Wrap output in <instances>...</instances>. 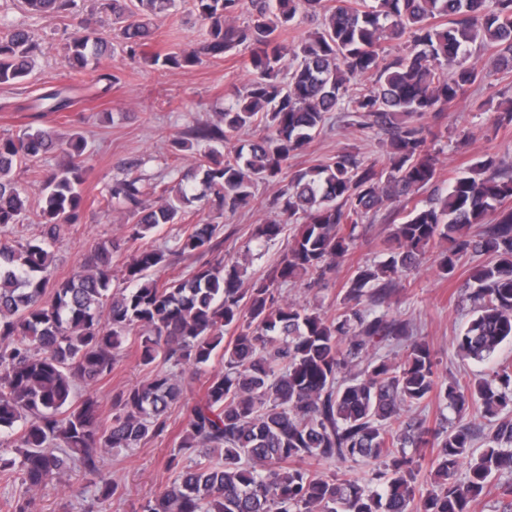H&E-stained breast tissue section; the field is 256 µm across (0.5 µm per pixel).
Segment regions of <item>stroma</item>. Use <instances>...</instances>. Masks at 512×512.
I'll list each match as a JSON object with an SVG mask.
<instances>
[{
	"label": "stroma",
	"mask_w": 512,
	"mask_h": 512,
	"mask_svg": "<svg viewBox=\"0 0 512 512\" xmlns=\"http://www.w3.org/2000/svg\"><path fill=\"white\" fill-rule=\"evenodd\" d=\"M0 14L27 25L44 49L25 82L0 85V138L17 136L28 127H54L82 135L87 142L91 167L84 186L87 202L79 223L62 230L54 247L52 269L61 280L83 265L97 243L121 241L127 236L128 227L119 214L108 211L100 202L114 179L129 169L158 189L171 188L199 156L195 148L175 151L172 139L190 126L214 120L225 101L244 92L253 74L244 51L229 58L203 59L191 69H167L130 59L111 14L101 11L96 0H76L75 9L62 17L34 16L27 12L23 0H0ZM84 30L107 38L114 47L112 56L101 60L99 66L116 74L119 82L102 97L95 89L75 85L64 65L65 43L74 33ZM201 33L190 0H177L174 10L155 19L151 48L163 53L184 51L197 43ZM493 59L491 50L470 48L469 61L479 73L477 83L448 105L442 123H434L429 116L422 120L424 126H437L439 132L435 144L436 188L446 189L457 175L486 155L495 157L504 167H512V124L496 125V112L481 107L487 99L501 100L503 91L512 92V73L499 70ZM70 84L76 87L72 111L57 115L36 110L38 98L46 91ZM385 141L384 134L360 131L349 126L347 117L336 113L308 148L291 159L290 165L306 168L343 150L382 163L386 160ZM64 161L62 154L54 153L31 170L18 171L30 207L20 224L0 228V238L23 242L43 235L37 207L41 188L38 173ZM276 191V184L258 183L255 202L220 218L208 207L195 204L189 207L185 223L220 221L225 230L223 256L238 260L245 270L244 281H252L277 263L295 233L294 225H287L282 237L261 254L245 252L253 225L277 219V211L267 206ZM184 225H161L141 241L142 246L169 253L165 266L156 273L159 279L184 276L195 265L194 259L173 252ZM387 234L388 227L380 220L359 225L348 257L335 272L317 285L304 278L281 284L275 290L276 299L327 315L339 312L344 307L349 279L358 267L379 260ZM477 263V258L464 256L455 276L447 279L439 274L434 258H427L416 271L401 279L387 304L390 316L409 322L414 338L429 344L438 374L446 380L464 382L488 372L490 366L512 364L510 341L502 344L488 365L463 360L457 353L454 338L471 317V305L462 286L468 270ZM149 375V368L139 361L136 336L127 337L118 351L115 369L91 388L104 418H111L112 398L117 392L144 382ZM185 425L180 409H172L165 436L136 448L112 451L108 459L119 491L114 499L100 503L98 512H139L144 501L169 486L174 472L168 461ZM81 487L78 476L67 472L35 492L38 512H82Z\"/></svg>",
	"instance_id": "1"
}]
</instances>
